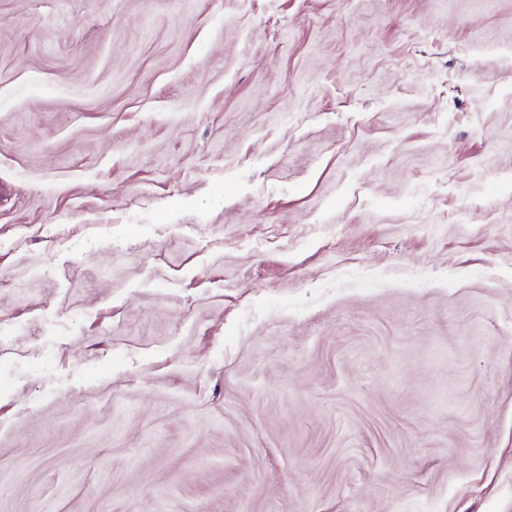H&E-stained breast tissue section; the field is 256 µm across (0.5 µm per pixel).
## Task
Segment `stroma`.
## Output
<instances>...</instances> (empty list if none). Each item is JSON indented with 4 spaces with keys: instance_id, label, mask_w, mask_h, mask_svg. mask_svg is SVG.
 Here are the masks:
<instances>
[{
    "instance_id": "1",
    "label": "stroma",
    "mask_w": 512,
    "mask_h": 512,
    "mask_svg": "<svg viewBox=\"0 0 512 512\" xmlns=\"http://www.w3.org/2000/svg\"><path fill=\"white\" fill-rule=\"evenodd\" d=\"M0 512H512V0H0Z\"/></svg>"
}]
</instances>
